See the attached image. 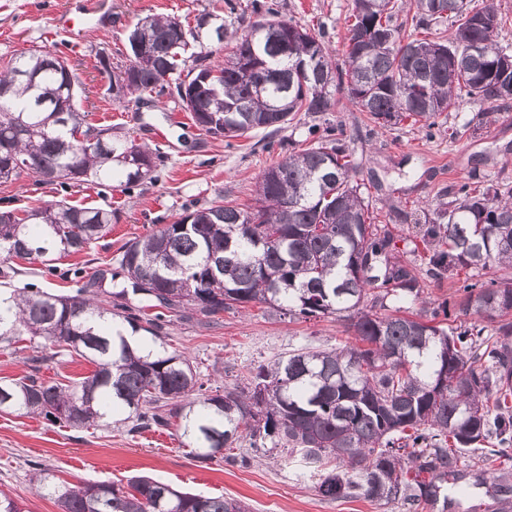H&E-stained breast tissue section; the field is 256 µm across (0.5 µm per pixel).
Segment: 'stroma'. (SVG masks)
I'll list each match as a JSON object with an SVG mask.
<instances>
[{"label": "stroma", "instance_id": "stroma-1", "mask_svg": "<svg viewBox=\"0 0 512 512\" xmlns=\"http://www.w3.org/2000/svg\"><path fill=\"white\" fill-rule=\"evenodd\" d=\"M272 1L282 18L314 29L335 56H343L353 0H110L111 10L85 20L78 38L53 19L60 13H77L83 0H0V65L34 48L67 57L80 81L78 102L90 122L118 127L136 144L157 145L166 154L154 181L131 190H102L83 183L63 192L36 183L25 171L15 180L0 182L2 209L23 211L63 198L73 205L116 213L109 232L83 252L50 266L38 260L18 262L17 273L7 277L9 287L33 282L52 293L76 294L83 282L74 278V268L117 258L128 241L217 198L250 202L267 167L292 149L313 143L311 121L301 113L273 135L262 129L241 138L207 135L181 125L178 106L169 97L115 101L110 76L96 67L100 52L110 55L113 67L128 64L127 36L145 16L181 18L207 11L244 31L264 16ZM333 99L329 117L344 129L363 195L397 236L415 237L421 208L458 182L477 188L512 185V104L494 111L488 103L463 99L448 112L449 125L458 130L451 140L426 134L408 120L391 129L374 127L344 93L334 92ZM345 336L344 322L333 316L292 319L254 306L207 319L174 320L161 340L168 350L189 356L216 387L232 384L250 368L295 350L332 348ZM38 466L76 485L106 481L123 486L131 477L146 475L184 491L237 500L247 512H405L397 504L321 496L309 467L296 454L284 463L202 464L174 426L133 437L107 426L87 431L41 417L0 413V492L21 502L26 512H60L54 499L40 494L31 482ZM462 468L467 477L451 492V506L444 510L423 505L418 512H498V501L473 485L475 476L491 470V462L474 452L465 456Z\"/></svg>", "mask_w": 512, "mask_h": 512}]
</instances>
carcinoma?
Masks as SVG:
<instances>
[{
    "label": "carcinoma",
    "instance_id": "1",
    "mask_svg": "<svg viewBox=\"0 0 512 512\" xmlns=\"http://www.w3.org/2000/svg\"><path fill=\"white\" fill-rule=\"evenodd\" d=\"M411 11L423 38L401 34L398 15ZM267 15L239 36L211 14L195 16L192 38L208 48L182 58L175 18L147 15L136 24L151 56L129 59L135 90L178 101L207 134L215 119L222 137L255 129L278 133L299 112L323 133L259 178L254 205L214 201L122 248L115 267L75 269L85 279L75 295L52 294L27 283L0 293V343L28 336L56 356L95 364L72 384L39 376L48 356L31 358V373L0 379L2 413L63 410L62 426L109 425L112 414L127 433L179 421L201 463L216 448L244 438L299 452L320 472L317 491L331 499L364 498L407 509L448 503L461 479L459 463L479 451L500 460L491 479L475 485L493 498L512 492V194L459 182L436 198L419 240L397 246L365 201L357 166L337 127L325 115L331 93L346 94L381 128L411 118L450 139L458 131L444 113L466 94L489 104L512 101V55L497 43L494 0L475 9L466 0H353L343 63L332 61L319 36ZM279 27L274 28L272 24ZM455 28L444 37L445 24ZM236 40L222 64L212 44ZM78 85L56 53L34 49L0 71V170L35 164L39 181L66 189L79 180L106 188L144 184L121 161L129 149L158 167L163 153L88 122L71 101L58 112L67 84ZM81 128L92 144L72 139ZM78 168L77 180L67 169ZM114 213L58 200L18 214L0 210V259L84 251L102 238ZM500 275L479 280L481 272ZM448 281L454 301L426 300L428 280ZM264 305L290 317L334 316L349 323L355 343L331 350L301 348L260 364L248 386L207 393L191 360L160 347L135 354L127 328L160 337L171 318L189 309L203 316ZM464 317L447 324L448 307ZM154 313H148L150 309ZM496 320L489 327L482 319ZM32 482L61 512H245L240 502L179 490L138 476L124 491L109 482L74 485L47 468Z\"/></svg>",
    "mask_w": 512,
    "mask_h": 512
}]
</instances>
